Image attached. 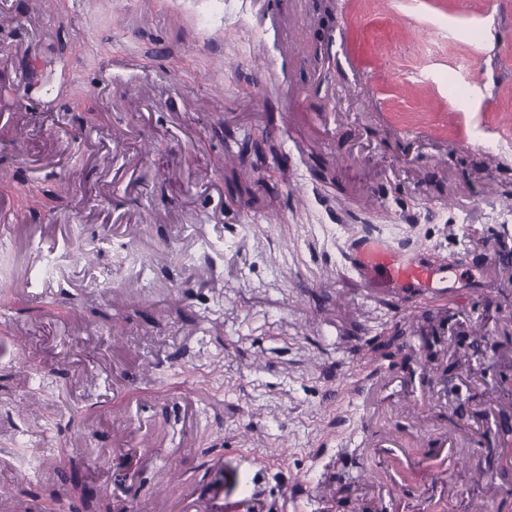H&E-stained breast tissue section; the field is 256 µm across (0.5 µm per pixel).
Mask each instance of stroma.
<instances>
[{"label": "stroma", "instance_id": "35a3bbf8", "mask_svg": "<svg viewBox=\"0 0 512 512\" xmlns=\"http://www.w3.org/2000/svg\"><path fill=\"white\" fill-rule=\"evenodd\" d=\"M283 5L292 47L259 0H0V488L42 512H512V0ZM371 231L447 308L348 265Z\"/></svg>", "mask_w": 512, "mask_h": 512}]
</instances>
